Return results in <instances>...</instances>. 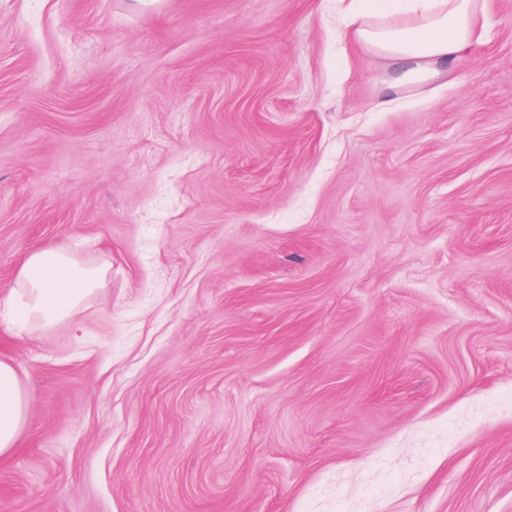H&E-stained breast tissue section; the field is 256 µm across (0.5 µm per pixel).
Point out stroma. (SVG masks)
<instances>
[{
    "mask_svg": "<svg viewBox=\"0 0 512 512\" xmlns=\"http://www.w3.org/2000/svg\"><path fill=\"white\" fill-rule=\"evenodd\" d=\"M433 84L334 0H0V324L31 394L0 512H512V0ZM107 274L104 262L92 264L62 247L38 248L0 291V323L17 332L63 324L79 336L80 315L106 287Z\"/></svg>",
    "mask_w": 512,
    "mask_h": 512,
    "instance_id": "1",
    "label": "stroma"
}]
</instances>
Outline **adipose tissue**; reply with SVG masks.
I'll list each match as a JSON object with an SVG mask.
<instances>
[{
	"instance_id": "adipose-tissue-1",
	"label": "adipose tissue",
	"mask_w": 512,
	"mask_h": 512,
	"mask_svg": "<svg viewBox=\"0 0 512 512\" xmlns=\"http://www.w3.org/2000/svg\"><path fill=\"white\" fill-rule=\"evenodd\" d=\"M336 14L353 40L394 67L390 88L377 105L386 107L395 90L429 85L460 61L486 26L485 0H336ZM106 263L93 264L72 251L44 246L27 256L10 287L0 290V323L22 332L66 325L80 329L86 305L107 284ZM31 395L10 358H0V457L20 446Z\"/></svg>"
}]
</instances>
